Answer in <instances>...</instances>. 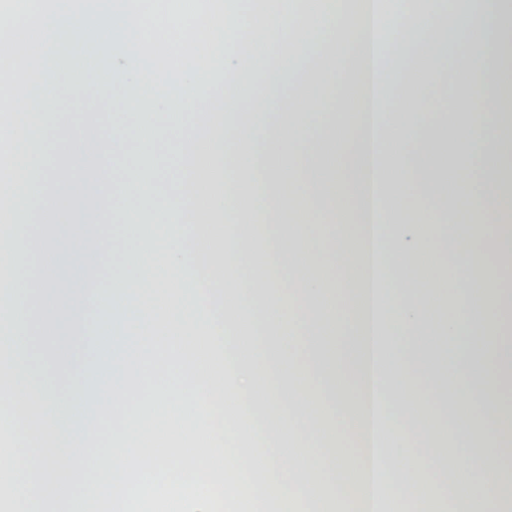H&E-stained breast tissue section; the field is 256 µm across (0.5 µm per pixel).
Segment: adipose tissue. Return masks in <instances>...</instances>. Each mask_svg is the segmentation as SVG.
Listing matches in <instances>:
<instances>
[{"label":"adipose tissue","instance_id":"adipose-tissue-1","mask_svg":"<svg viewBox=\"0 0 512 512\" xmlns=\"http://www.w3.org/2000/svg\"><path fill=\"white\" fill-rule=\"evenodd\" d=\"M243 0H225L217 22H171L167 0H146L134 40V270L148 355L173 423L196 429L194 482L209 485L232 512H262L241 499L251 481L236 446L244 436L265 463L267 487L281 512H388L391 502L419 504L421 467L442 484L468 471L485 512H512V416L504 397L512 362L492 376L462 375L453 361L481 354L493 319L512 317V0H419L398 16L387 43L377 0H321L296 17L263 0L252 20L267 61L249 66L253 42ZM461 61L477 126L443 115L471 143L494 177L473 206L460 175L455 194L443 181L448 156L441 133L405 124L395 91L416 45ZM318 54L291 84L277 61L299 50ZM348 67L335 69L337 55ZM209 90L197 91L199 62ZM358 91L335 106L319 94L328 77ZM251 93L240 98L241 85ZM240 106L223 111L226 100ZM419 146L410 157L407 143ZM436 198L417 214L385 210L386 199ZM313 206L324 231L302 266L285 231ZM464 261L457 277L455 261ZM434 328L430 348L394 352V337ZM304 354H297L299 335ZM201 336L224 362V387L262 411L237 428L206 376L190 367L189 338ZM431 390L466 452L436 456L401 392L406 366ZM414 439L412 466L389 478L384 461Z\"/></svg>","mask_w":512,"mask_h":512}]
</instances>
